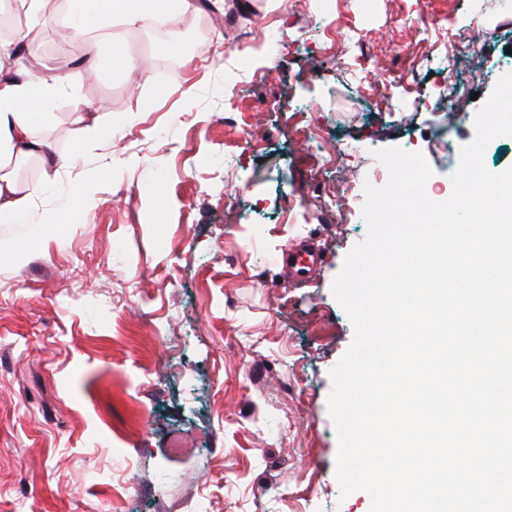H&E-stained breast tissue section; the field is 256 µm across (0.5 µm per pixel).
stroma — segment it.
<instances>
[{"instance_id": "stroma-1", "label": "stroma", "mask_w": 512, "mask_h": 512, "mask_svg": "<svg viewBox=\"0 0 512 512\" xmlns=\"http://www.w3.org/2000/svg\"><path fill=\"white\" fill-rule=\"evenodd\" d=\"M216 6L213 33L281 36L231 49L176 8L147 30L63 20L37 49L70 89L36 132L56 167L16 165L36 192L0 223L19 248L0 257V512H370L336 475L330 372L354 330L332 284L367 236L358 192L388 172L326 173L292 131L422 153L451 192L455 146L512 72V0ZM354 23L373 40L323 58L322 29ZM116 45L148 68L110 67ZM443 84L453 107L428 98ZM306 239L325 260L300 283L286 256Z\"/></svg>"}]
</instances>
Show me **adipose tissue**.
<instances>
[{
	"label": "adipose tissue",
	"mask_w": 512,
	"mask_h": 512,
	"mask_svg": "<svg viewBox=\"0 0 512 512\" xmlns=\"http://www.w3.org/2000/svg\"><path fill=\"white\" fill-rule=\"evenodd\" d=\"M117 4L122 23L146 28L154 24L159 0H71L70 15L88 18L98 15L108 4ZM63 83L55 74L36 68L19 78L0 75V217L21 213L33 194L19 189L7 164L39 154L43 144L35 135L38 127L51 123L55 103L61 98Z\"/></svg>",
	"instance_id": "obj_1"
}]
</instances>
